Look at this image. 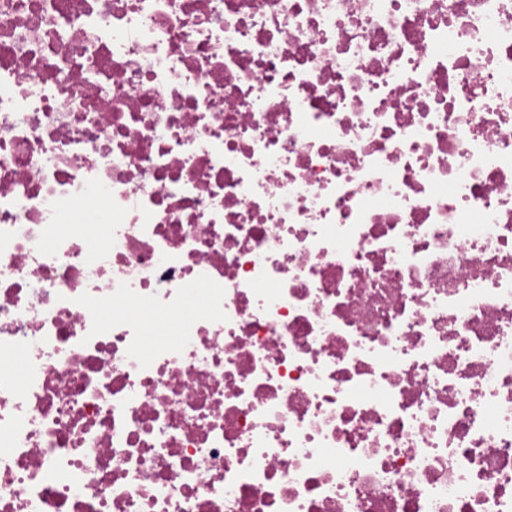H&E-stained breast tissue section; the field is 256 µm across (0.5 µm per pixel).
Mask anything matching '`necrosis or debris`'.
Returning a JSON list of instances; mask_svg holds the SVG:
<instances>
[{"instance_id": "1", "label": "necrosis or debris", "mask_w": 512, "mask_h": 512, "mask_svg": "<svg viewBox=\"0 0 512 512\" xmlns=\"http://www.w3.org/2000/svg\"><path fill=\"white\" fill-rule=\"evenodd\" d=\"M0 512H512V0H0Z\"/></svg>"}]
</instances>
